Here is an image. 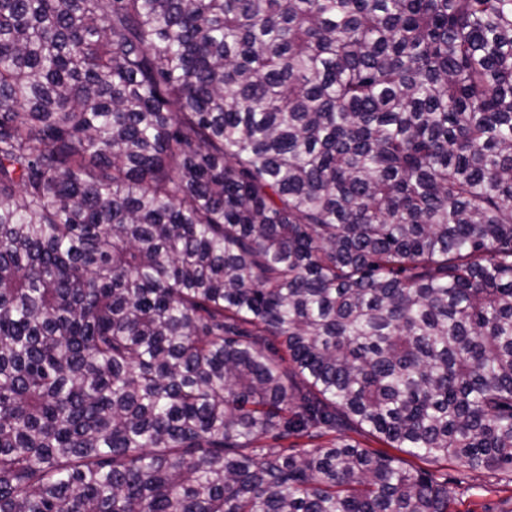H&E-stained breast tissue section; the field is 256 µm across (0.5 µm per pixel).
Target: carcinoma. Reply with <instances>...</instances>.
Returning <instances> with one entry per match:
<instances>
[{
    "mask_svg": "<svg viewBox=\"0 0 512 512\" xmlns=\"http://www.w3.org/2000/svg\"><path fill=\"white\" fill-rule=\"evenodd\" d=\"M392 449L512 475V0H0V512H450Z\"/></svg>",
    "mask_w": 512,
    "mask_h": 512,
    "instance_id": "carcinoma-1",
    "label": "carcinoma"
}]
</instances>
